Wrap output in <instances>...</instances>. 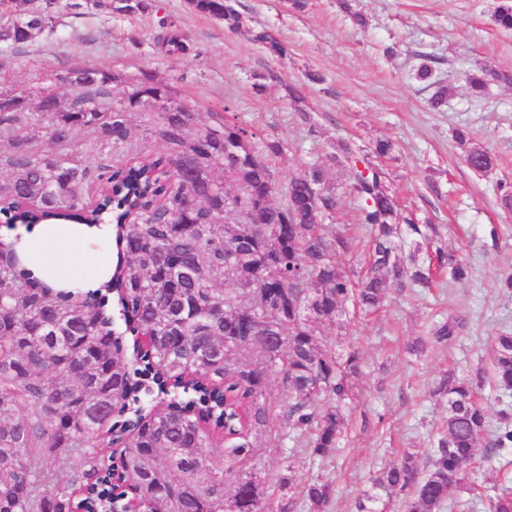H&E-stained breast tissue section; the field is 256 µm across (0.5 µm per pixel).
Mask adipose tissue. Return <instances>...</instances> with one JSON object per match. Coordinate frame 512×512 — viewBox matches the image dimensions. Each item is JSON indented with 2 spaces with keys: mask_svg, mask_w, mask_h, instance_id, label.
I'll use <instances>...</instances> for the list:
<instances>
[{
  "mask_svg": "<svg viewBox=\"0 0 512 512\" xmlns=\"http://www.w3.org/2000/svg\"><path fill=\"white\" fill-rule=\"evenodd\" d=\"M112 242L110 225L88 228L83 224H41L33 232H20L12 241L23 252L27 264L36 275L62 282L92 284L107 268ZM91 244L95 258L91 263L72 260L73 248Z\"/></svg>",
  "mask_w": 512,
  "mask_h": 512,
  "instance_id": "ef3b65f1",
  "label": "adipose tissue"
}]
</instances>
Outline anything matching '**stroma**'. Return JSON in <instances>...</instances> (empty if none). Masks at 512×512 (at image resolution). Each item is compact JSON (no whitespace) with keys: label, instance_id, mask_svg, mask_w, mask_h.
<instances>
[{"label":"stroma","instance_id":"stroma-1","mask_svg":"<svg viewBox=\"0 0 512 512\" xmlns=\"http://www.w3.org/2000/svg\"><path fill=\"white\" fill-rule=\"evenodd\" d=\"M234 0L243 24L201 15L188 0H152L148 11L129 14L88 6L74 13L57 6L52 29L10 49L0 47V91L27 85L45 88L69 101L74 88L67 72L94 68L113 74L109 99L125 100L142 75L166 83L175 102L188 105L193 119L186 129L195 137L217 129L224 111L253 128L255 147L267 156L279 187L274 203L285 201L290 179L310 167L325 170L326 183L339 195L334 212L323 217L329 234L350 239L337 254L345 272H362L370 232L360 224L361 201L350 195L348 166L336 163L340 140L361 149L388 138L397 145L385 160L387 185L405 217L426 235L421 260L451 252L470 268L452 282L433 269L432 282L391 285L372 314L346 302L324 343L336 350L355 346L362 357L352 409L336 454H312L305 439L293 437L280 414L288 398L278 372H270L267 402L271 414L259 438L249 471L265 476V492L279 498L277 476L290 467L296 487L322 479L332 482L328 512H356L372 490L374 478L404 450L430 452L448 415L447 401L436 396L449 375L473 381L497 427L500 408L493 381V340L512 330V295L497 285L512 272V209H505L497 188L512 186V31L492 17L498 0ZM174 22L193 46L192 53H167L161 19ZM265 32L288 47L277 58L256 42ZM447 86L440 109H431L432 88L415 79L424 59ZM265 76L256 93L254 74ZM320 75L312 82L310 74ZM484 76L481 94L467 78ZM469 132L470 144L454 139L456 128ZM280 143L278 156L267 153ZM487 150L495 159L485 174L465 162L467 147ZM465 322L447 344L430 341L434 323L451 316ZM423 340L422 354L407 346ZM478 443V459L464 473L466 488L443 512H486L494 489H512V448Z\"/></svg>","mask_w":512,"mask_h":512}]
</instances>
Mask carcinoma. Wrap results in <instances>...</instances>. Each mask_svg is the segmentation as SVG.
Wrapping results in <instances>:
<instances>
[{
  "label": "carcinoma",
  "mask_w": 512,
  "mask_h": 512,
  "mask_svg": "<svg viewBox=\"0 0 512 512\" xmlns=\"http://www.w3.org/2000/svg\"><path fill=\"white\" fill-rule=\"evenodd\" d=\"M28 0L0 8V44L34 40L51 22L58 0H40L42 17L29 16ZM94 0V6L124 13L148 9L145 0ZM198 13L241 24L233 0H190ZM495 21L512 30V0H499ZM281 58L287 47L267 33L255 35ZM110 76L96 70L70 74L77 88L62 107L45 89L0 93V123L18 130L11 150L0 153V214L8 224H39L74 218L82 224H116L119 259L109 280L95 290L74 291L37 277L9 247L0 259V512H72L80 496L85 512H122L137 500L140 512H289L264 491L265 480L239 470L256 448L253 437L267 426L268 374H283L288 405L285 426L311 437L312 453L336 450L347 421L350 378L360 353L324 348V328L336 324L345 302L364 310L380 305L391 280L426 284L429 276L402 256L404 236L394 196L382 167L361 162L359 150L343 142V162L352 167L349 194L364 202L360 223L369 226L372 252L365 277L356 284L336 265L348 239H330L321 217L336 209V192L324 172L311 168L288 182L286 203L277 205L269 165L253 146L256 132L224 112L223 131L186 137L190 113L172 100L168 85L138 82L127 101L100 110ZM43 100L49 115V150L34 155L20 134L29 120L28 100ZM159 109L153 134L162 149L123 165H103L100 186L81 205L78 187L90 169L73 164L58 148L76 129H89L114 149L128 145L130 111ZM466 163L477 172L493 168L492 155L473 148ZM363 169H358V165ZM224 168L234 193L211 178ZM197 199L189 210L186 199ZM454 281L469 268L440 254ZM116 295L124 330L104 311L105 295ZM458 322L434 325L437 343L452 340ZM499 426L491 447H512V332L494 339ZM182 390L187 398L171 396ZM171 396L154 412L142 396ZM436 394L447 399L448 416L437 446L427 455L407 451L376 479V492L357 512H378L382 495L403 496L405 512H441L461 490L464 468L477 462L478 440L488 420L472 385L444 380ZM115 433L109 456L98 434ZM224 437L227 466L209 465L210 436ZM76 454L66 469L59 460ZM234 474V490L225 491ZM331 484L304 488L312 512H324Z\"/></svg>",
  "instance_id": "carcinoma-1"
}]
</instances>
